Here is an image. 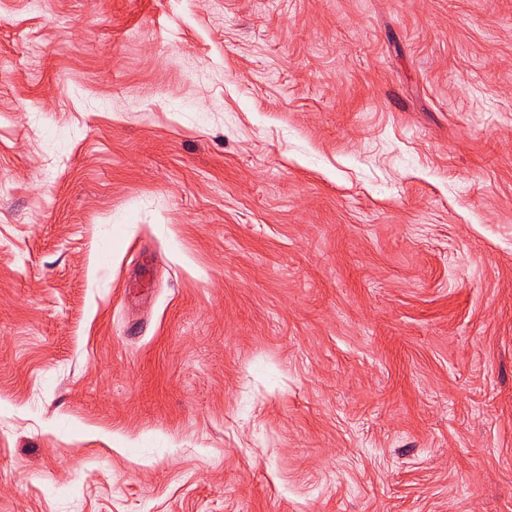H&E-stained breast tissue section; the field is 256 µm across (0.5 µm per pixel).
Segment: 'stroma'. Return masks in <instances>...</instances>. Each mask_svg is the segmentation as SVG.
Wrapping results in <instances>:
<instances>
[{"mask_svg": "<svg viewBox=\"0 0 512 512\" xmlns=\"http://www.w3.org/2000/svg\"><path fill=\"white\" fill-rule=\"evenodd\" d=\"M0 512H512V0H0Z\"/></svg>", "mask_w": 512, "mask_h": 512, "instance_id": "35a3bbf8", "label": "stroma"}]
</instances>
